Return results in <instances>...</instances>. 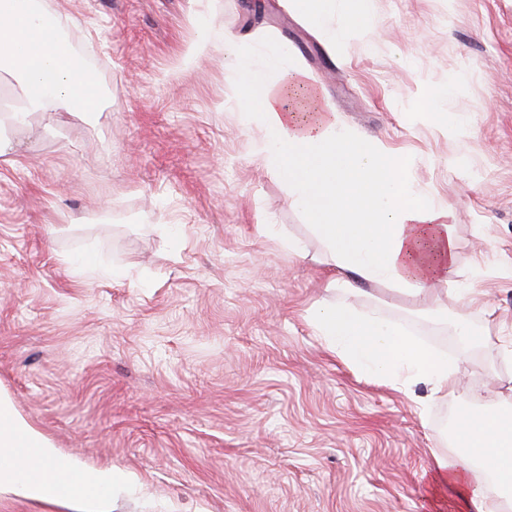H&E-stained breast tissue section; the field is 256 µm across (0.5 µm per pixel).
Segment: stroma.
<instances>
[{"label":"stroma","mask_w":512,"mask_h":512,"mask_svg":"<svg viewBox=\"0 0 512 512\" xmlns=\"http://www.w3.org/2000/svg\"><path fill=\"white\" fill-rule=\"evenodd\" d=\"M107 95L92 117L0 125V395L61 459L126 471L114 512H468L438 484L453 390L366 379L309 324L328 269L288 256L307 217L255 153L240 76L188 61L200 25L265 66L305 70L342 123L414 162L452 205L456 285L476 282V344L412 300H356L512 394V0H372L333 45L294 0H42ZM452 84L426 118L429 88ZM274 224L280 237L262 225ZM101 267L82 275L74 265ZM429 398L427 415L418 403ZM449 88L450 87L448 86L445 88L431 89L428 91L424 100V110L426 113L437 116L446 125H448L449 130L455 133L458 131L465 133L470 127L469 119L465 117H456L449 119L448 121V114L444 112L440 107V103L445 101L448 97Z\"/></svg>","instance_id":"obj_1"}]
</instances>
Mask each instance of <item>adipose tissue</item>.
Here are the masks:
<instances>
[{"label": "adipose tissue", "mask_w": 512, "mask_h": 512, "mask_svg": "<svg viewBox=\"0 0 512 512\" xmlns=\"http://www.w3.org/2000/svg\"><path fill=\"white\" fill-rule=\"evenodd\" d=\"M343 20L331 26L337 2ZM307 19L332 41L365 29L370 0H296ZM28 0H0V64L20 78L24 104L11 113L17 124L30 113L45 117L70 111L82 101L85 114L101 106L69 65L71 47L56 30L37 21ZM223 50L227 63L242 75L241 101L249 125L262 139L258 156L288 185L291 204L310 220L320 261L336 270L341 299L323 300L310 311L315 334L347 363L375 381L403 391L428 386L446 391L462 373L447 356L428 349L381 314L359 312L354 299L370 287L387 285L412 298L417 309L448 313V283L460 261L454 236V209L412 188L409 163L384 153L348 130L324 104L303 69L271 77L240 56L232 43L218 45L202 30L188 51L196 59ZM463 417L455 432L461 452L435 461L441 481L463 488L471 512H501L500 501L486 493L488 481L512 488V415L498 396L467 392L458 408ZM34 453L21 467L0 465V489L34 499L66 496L82 512H111L112 503L133 484L110 469L83 468L60 460L51 444L0 398V448L19 445ZM63 470L72 477L61 488L51 477Z\"/></svg>", "instance_id": "adipose-tissue-1"}]
</instances>
